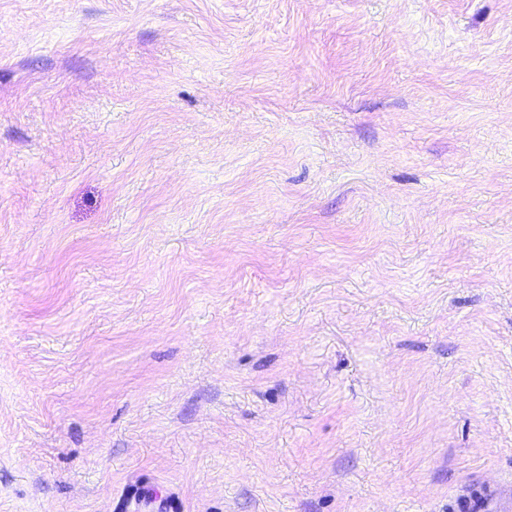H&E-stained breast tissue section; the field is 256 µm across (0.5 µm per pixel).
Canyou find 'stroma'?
Instances as JSON below:
<instances>
[{
    "instance_id": "35a3bbf8",
    "label": "stroma",
    "mask_w": 512,
    "mask_h": 512,
    "mask_svg": "<svg viewBox=\"0 0 512 512\" xmlns=\"http://www.w3.org/2000/svg\"><path fill=\"white\" fill-rule=\"evenodd\" d=\"M512 489V0H0V512Z\"/></svg>"
}]
</instances>
